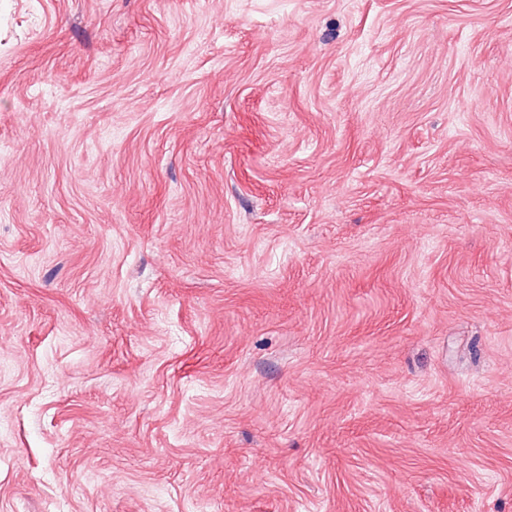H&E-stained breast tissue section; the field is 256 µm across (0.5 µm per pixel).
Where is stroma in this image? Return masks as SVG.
I'll list each match as a JSON object with an SVG mask.
<instances>
[{
  "instance_id": "1",
  "label": "stroma",
  "mask_w": 512,
  "mask_h": 512,
  "mask_svg": "<svg viewBox=\"0 0 512 512\" xmlns=\"http://www.w3.org/2000/svg\"><path fill=\"white\" fill-rule=\"evenodd\" d=\"M0 512H512V0H0Z\"/></svg>"
}]
</instances>
